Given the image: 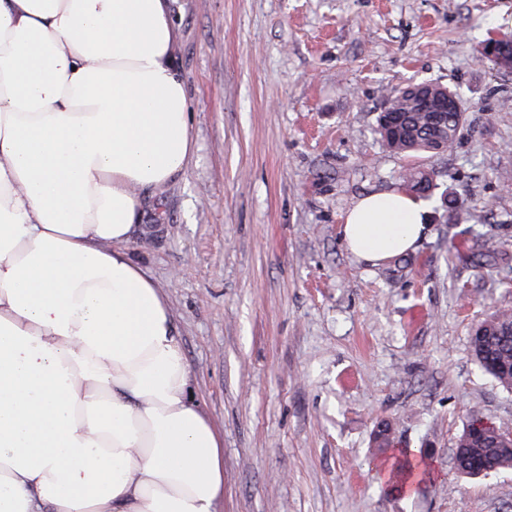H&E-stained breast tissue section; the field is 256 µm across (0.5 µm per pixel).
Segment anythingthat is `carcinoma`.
Listing matches in <instances>:
<instances>
[{"label": "carcinoma", "instance_id": "cac0c4a2", "mask_svg": "<svg viewBox=\"0 0 512 512\" xmlns=\"http://www.w3.org/2000/svg\"><path fill=\"white\" fill-rule=\"evenodd\" d=\"M403 122L411 128L404 141L395 144L392 142L387 128L376 122L375 132L382 145L389 151L401 155L412 156L414 154L428 152L431 136L423 116L418 113L403 114ZM463 124V114L450 112L444 119L440 129L443 141L448 143V149H453L457 144ZM399 179L406 188L415 195L424 199L439 197L441 203L448 204V221L469 222L471 214L459 205L457 198H448V190L438 191V183L435 174L417 167L409 166L401 171ZM493 230H488L482 237L469 247V259L475 266L487 271H495L512 274V264L509 263L505 253L493 245ZM478 329L482 333L471 336L470 347L472 354L481 367L497 384L506 391H512V382L508 378L498 375L487 369L485 361L491 359L502 362L512 360V310H498L485 319ZM492 470L494 472L512 468V452L496 446L484 445L475 448L468 455L458 457L456 469L463 471L473 464ZM430 472L426 464V456L421 449L403 448L399 451L396 466L389 473V480L403 487H408L428 478Z\"/></svg>", "mask_w": 512, "mask_h": 512}]
</instances>
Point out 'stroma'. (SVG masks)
<instances>
[{
  "mask_svg": "<svg viewBox=\"0 0 512 512\" xmlns=\"http://www.w3.org/2000/svg\"><path fill=\"white\" fill-rule=\"evenodd\" d=\"M174 63L195 152L149 196L126 252L164 293L202 409L224 435L215 512H512V469L459 473L477 417L512 429V392L475 362L473 328L512 309V276L473 267L483 225L512 251V74L480 61L512 31V0H172ZM456 89V148L411 159L374 133L391 92ZM433 170L482 221L449 225L425 201L410 263L343 245L363 196ZM429 451V479L388 482L378 424Z\"/></svg>",
  "mask_w": 512,
  "mask_h": 512,
  "instance_id": "stroma-1",
  "label": "stroma"
}]
</instances>
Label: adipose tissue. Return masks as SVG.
<instances>
[{"mask_svg": "<svg viewBox=\"0 0 512 512\" xmlns=\"http://www.w3.org/2000/svg\"><path fill=\"white\" fill-rule=\"evenodd\" d=\"M168 0H0V512H213L224 436L168 302L124 245L193 154ZM408 191L360 198L346 248L424 237Z\"/></svg>", "mask_w": 512, "mask_h": 512, "instance_id": "obj_1", "label": "adipose tissue"}]
</instances>
